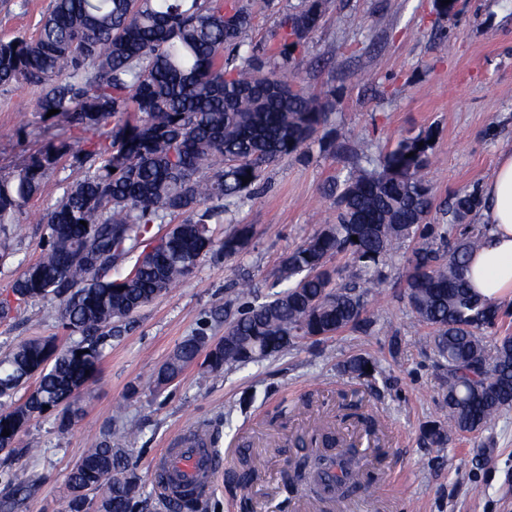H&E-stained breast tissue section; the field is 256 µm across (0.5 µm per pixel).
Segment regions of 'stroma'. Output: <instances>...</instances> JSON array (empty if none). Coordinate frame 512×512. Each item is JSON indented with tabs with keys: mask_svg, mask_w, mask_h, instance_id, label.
Instances as JSON below:
<instances>
[{
	"mask_svg": "<svg viewBox=\"0 0 512 512\" xmlns=\"http://www.w3.org/2000/svg\"><path fill=\"white\" fill-rule=\"evenodd\" d=\"M52 0H0V40L34 37ZM255 16L247 49L261 51L283 14L299 0H247ZM291 67L311 92L335 91L329 127L356 150L382 149L399 136L434 131L429 180L437 202L482 187L500 155L512 150V0H460L453 17L438 16L433 0H328L321 26ZM38 91L0 92V170L8 172L42 143L64 139L63 126L36 110ZM341 164L320 147L266 170L255 193L236 202L234 223L253 237L240 258L205 257L176 288L140 309L113 339L83 394L84 419L60 431L52 416L32 418L11 453L0 452V512H67L66 477L88 445L122 426H138L127 442L129 466L145 487L133 512H160L151 465L160 453L200 427L219 432L227 466L240 454L258 464L248 498L270 512H297L308 493L284 479L301 456L316 418L333 417L341 440L351 431L336 420L340 395L359 388L343 364L370 355L379 365L363 410L382 423L383 459L371 470L385 512H512V408L495 426L450 434L443 452L423 446V426L443 416L447 371L425 343L431 330L417 322L404 293V255L383 267L385 285L370 310L371 334L344 330L302 340L286 352L218 373L193 365L162 390L150 380L186 337L206 332L211 307L231 301L239 280L251 299L272 296L283 256L317 231L336 210L322 190ZM232 222V223H233ZM45 228L22 220L18 252L0 266V295L24 265L41 254ZM32 302L0 321V354L35 336L66 343L58 317ZM287 418H278L281 406Z\"/></svg>",
	"mask_w": 512,
	"mask_h": 512,
	"instance_id": "obj_1",
	"label": "stroma"
}]
</instances>
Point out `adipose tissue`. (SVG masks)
<instances>
[{
  "mask_svg": "<svg viewBox=\"0 0 512 512\" xmlns=\"http://www.w3.org/2000/svg\"><path fill=\"white\" fill-rule=\"evenodd\" d=\"M482 195L489 231L471 257L469 282L476 294L501 305L512 302V151L501 155Z\"/></svg>",
  "mask_w": 512,
  "mask_h": 512,
  "instance_id": "ef3b65f1",
  "label": "adipose tissue"
}]
</instances>
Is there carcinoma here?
Here are the masks:
<instances>
[{
	"mask_svg": "<svg viewBox=\"0 0 512 512\" xmlns=\"http://www.w3.org/2000/svg\"><path fill=\"white\" fill-rule=\"evenodd\" d=\"M326 10L327 0H300L260 56L241 53L254 15L240 0H53L36 37L0 41V91L37 88V111L57 109L50 119L80 132L0 174V263L13 255L19 217L60 161L67 157L84 171L39 215L41 256L0 299V319L36 301L53 306L71 339L61 349L53 337L24 340L0 358L1 452L11 450L34 415L59 409V427L69 428L81 416L82 389L130 316L207 255L246 251L249 225L236 224L220 239L212 225L224 221L226 203L254 190L267 167L309 148L328 124V105L285 78ZM432 140L431 132L402 136L376 158L368 151L347 162L327 187L336 197V221L286 254L279 281L287 286L264 302L242 304L224 328L226 345L202 365L218 372L253 362L262 350L282 353L307 336L368 332V291L356 292L328 261L348 258L374 288L397 246L415 240L405 257L406 296L414 318L432 329L429 346L448 366V422L427 424L424 441L441 449L451 431L492 427L512 406V336L487 349L483 336L498 324L500 307L473 293L466 278L469 256L488 232L486 224L469 223L482 208L479 192L455 194L443 210L448 222L432 217L424 177ZM176 217L171 231L150 235V225ZM134 253L127 275L112 278ZM208 343L202 333L181 341L154 387L174 381ZM377 368L359 354L343 373L368 380ZM32 378L33 391L16 404L15 393ZM5 430L10 435H1ZM361 471V459L341 450L314 481L340 499L361 487ZM67 489L69 512H132L144 495L129 472L127 449L105 437L70 471ZM92 489L102 491L96 503L86 494ZM196 503L184 493L162 506L194 512Z\"/></svg>",
	"mask_w": 512,
	"mask_h": 512,
	"instance_id": "1",
	"label": "carcinoma"
}]
</instances>
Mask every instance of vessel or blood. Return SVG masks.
Segmentation results:
<instances>
[{"label": "vessel or blood", "mask_w": 512, "mask_h": 512, "mask_svg": "<svg viewBox=\"0 0 512 512\" xmlns=\"http://www.w3.org/2000/svg\"><path fill=\"white\" fill-rule=\"evenodd\" d=\"M222 457L211 448L202 447L200 440L183 441L179 447L167 449L155 459L151 476L163 495L182 486L209 490L221 476Z\"/></svg>", "instance_id": "1"}]
</instances>
